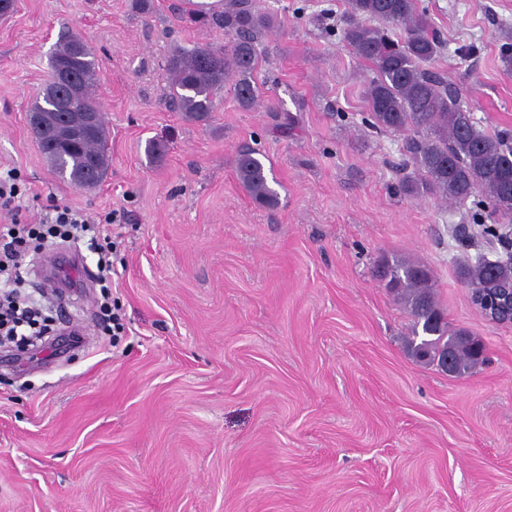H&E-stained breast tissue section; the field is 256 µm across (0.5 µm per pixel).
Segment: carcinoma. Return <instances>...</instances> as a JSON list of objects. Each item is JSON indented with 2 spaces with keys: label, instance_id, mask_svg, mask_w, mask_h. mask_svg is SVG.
<instances>
[{
  "label": "carcinoma",
  "instance_id": "cac0c4a2",
  "mask_svg": "<svg viewBox=\"0 0 512 512\" xmlns=\"http://www.w3.org/2000/svg\"><path fill=\"white\" fill-rule=\"evenodd\" d=\"M198 15L224 32V40L174 47L166 61L167 102L187 120L206 123L224 82L233 74L239 76L234 86L239 103L245 107L257 103L259 91L251 74L259 63L261 37L280 27V22L257 11L252 0H224V10H200ZM343 40L372 67L374 77L364 96L373 127L406 134L405 151L415 177L402 188L411 195L432 194L459 205L481 197L490 223L512 219V133L482 129L461 104L458 92L432 71L443 39L418 0H349ZM50 68L51 80L33 106L43 118L33 127L34 136L59 177L92 190L111 164L109 131L96 98L94 54L75 32L55 46ZM88 112L94 114L95 123L86 132L72 117ZM236 171L256 203L278 204L258 150H241ZM458 273L470 288L512 283V264L498 261L479 259L461 265ZM380 276L413 321L407 347L416 359L439 367L444 351L451 347L454 357L448 372L452 374L484 362L479 337L448 329L424 266L387 259Z\"/></svg>",
  "mask_w": 512,
  "mask_h": 512
}]
</instances>
